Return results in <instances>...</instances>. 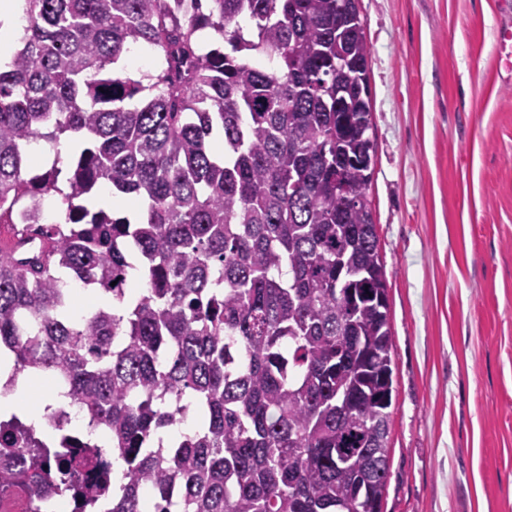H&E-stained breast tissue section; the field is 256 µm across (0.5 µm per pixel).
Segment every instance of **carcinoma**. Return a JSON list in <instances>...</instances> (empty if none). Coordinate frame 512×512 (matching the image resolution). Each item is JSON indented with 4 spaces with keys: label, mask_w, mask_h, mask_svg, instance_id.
<instances>
[{
    "label": "carcinoma",
    "mask_w": 512,
    "mask_h": 512,
    "mask_svg": "<svg viewBox=\"0 0 512 512\" xmlns=\"http://www.w3.org/2000/svg\"><path fill=\"white\" fill-rule=\"evenodd\" d=\"M23 14L0 70V225L19 238L0 249V345L62 381L85 447L110 435L111 512H383L393 339L375 300L358 0H23ZM205 29L227 47L202 52ZM135 47L154 70L115 73ZM36 140L76 147L29 177ZM103 191L144 207L131 221L89 206ZM78 288L112 306L73 315ZM48 447L0 421V494L68 498L81 462Z\"/></svg>",
    "instance_id": "1"
}]
</instances>
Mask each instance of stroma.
<instances>
[{
	"label": "stroma",
	"mask_w": 512,
	"mask_h": 512,
	"mask_svg": "<svg viewBox=\"0 0 512 512\" xmlns=\"http://www.w3.org/2000/svg\"><path fill=\"white\" fill-rule=\"evenodd\" d=\"M395 396L384 512H512V0H359Z\"/></svg>",
	"instance_id": "obj_1"
}]
</instances>
